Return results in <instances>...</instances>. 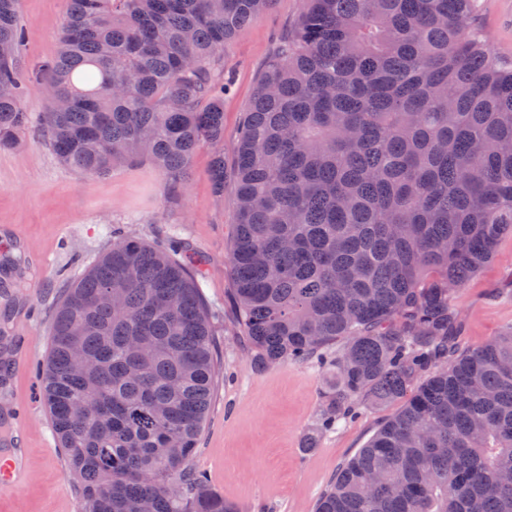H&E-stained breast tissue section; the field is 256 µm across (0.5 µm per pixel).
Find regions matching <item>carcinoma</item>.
<instances>
[{"mask_svg": "<svg viewBox=\"0 0 512 512\" xmlns=\"http://www.w3.org/2000/svg\"><path fill=\"white\" fill-rule=\"evenodd\" d=\"M24 73L0 0V148L36 125L85 175L147 158L182 184L224 141L216 56L273 0H68ZM476 0H305L247 107L232 298L251 364L331 370L326 432L404 401L316 512H512V326L460 353L452 295L512 235V62ZM46 78L48 109L22 106ZM185 243L119 236L53 317L43 381L81 512H240L195 459L219 371ZM343 346L335 355L328 350Z\"/></svg>", "mask_w": 512, "mask_h": 512, "instance_id": "cac0c4a2", "label": "carcinoma"}]
</instances>
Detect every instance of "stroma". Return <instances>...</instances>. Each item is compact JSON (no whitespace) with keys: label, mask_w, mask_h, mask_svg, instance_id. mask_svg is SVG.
<instances>
[{"label":"stroma","mask_w":512,"mask_h":512,"mask_svg":"<svg viewBox=\"0 0 512 512\" xmlns=\"http://www.w3.org/2000/svg\"><path fill=\"white\" fill-rule=\"evenodd\" d=\"M475 22L495 52L512 59V0H477ZM303 0H273L240 29L219 66L224 141L201 147L185 186L168 189L149 160L100 176L64 166L37 129L0 149V452L20 447L26 474L0 489V512H81V495L53 434L39 372L50 347L52 317L66 288L112 246L117 235L153 242L178 226L201 259L202 292L217 315L215 348L223 364L199 442L196 465L209 485L241 512H315L339 467L367 445L400 404L360 409L332 432L321 429L327 376L316 363L255 370L228 300L227 254L236 222L232 183L216 190L214 154L233 168L245 112L267 64L294 28ZM68 0H21L30 68L52 58ZM463 319L459 351L512 325V236L454 295Z\"/></svg>","instance_id":"stroma-1"}]
</instances>
